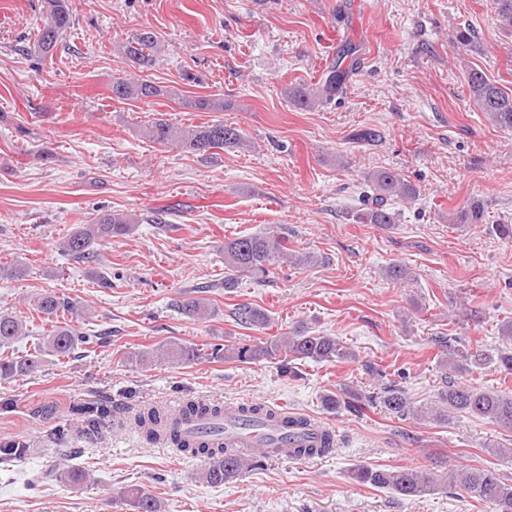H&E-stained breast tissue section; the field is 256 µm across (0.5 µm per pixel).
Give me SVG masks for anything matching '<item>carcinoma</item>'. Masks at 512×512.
<instances>
[{
	"instance_id": "1",
	"label": "carcinoma",
	"mask_w": 512,
	"mask_h": 512,
	"mask_svg": "<svg viewBox=\"0 0 512 512\" xmlns=\"http://www.w3.org/2000/svg\"><path fill=\"white\" fill-rule=\"evenodd\" d=\"M494 18L504 30L512 32V0H492ZM45 19L33 43V52L46 57L53 53L61 36L71 29L73 10L71 0H45ZM474 32L458 27L450 41L457 48L472 46ZM120 52L138 67H148L158 53V40L150 30H143L120 46ZM355 47L347 43L336 60L330 62L320 78L313 84L290 86L288 98L300 108L312 109L331 100L336 92L343 89L347 69L342 62L353 57ZM466 85L469 98L485 114L495 127L512 129V92L492 82L483 71L473 68L467 73ZM112 98L136 100L145 104L157 97L179 100L181 90L175 86H157L142 77H120L112 82ZM150 141L163 145L185 148L203 154L212 149L239 148L244 138L239 128L222 121L190 128L179 127L165 118L155 117L142 129ZM372 194L365 207L354 215L359 224H377L389 227L396 223V213L388 207V199L400 197L411 200L416 197L417 188L400 174L387 168L368 174ZM483 203L472 200L448 214V223L475 225L486 223ZM137 228L136 218L111 210L97 214L90 224H81L68 234L60 244L61 251L77 260L94 257V245L101 241L132 234ZM314 256L288 248V238L269 232L242 235L224 242V288L232 289L241 277L258 282L273 278L281 264L293 267L312 262ZM181 314L189 318H204L209 315L208 304L202 298L186 297L178 301ZM37 310L47 316L76 314L81 310L79 303L66 296L46 293L37 300ZM240 325L262 331L271 319L265 310L247 304L236 312ZM23 335V321L20 317L0 312V351L9 349L15 340ZM90 338L67 327L53 330L46 338L42 349L26 356L0 354V380H9L36 373L45 362V356L63 358L81 343ZM434 345L440 352L439 367L456 376L469 375L476 370L493 368L512 375V346H505L494 353L485 352L481 346L457 344V339L438 336ZM201 349L187 342L170 341L151 351L134 355L135 362L144 365L153 360H168L176 364H188L201 358ZM209 358L237 360L243 363H257L269 359L279 360L280 373L296 378L299 376L296 362H331L335 359L354 360L356 354L341 345L333 336L312 332L297 327L286 336H275L255 344L225 347L214 345ZM366 372L380 381L378 391L366 396L353 388H345L338 394L326 395L324 405L336 411L344 408L358 413L366 405L379 403L390 414L401 418H434L446 420L461 412L474 418L490 419L505 432L512 434V395H506L485 388L466 385L454 380L447 381L438 391L434 403L417 407L413 405L400 383L390 377L377 364H364ZM239 419L246 422L271 424L283 433L282 440L291 442L307 433L308 420L303 415L276 417L261 403L241 405L223 409L220 405L205 401H188L175 413L149 408L135 419L136 426L148 440L166 438L184 456L198 459L203 463L199 473L202 481L219 486L241 475L253 465L250 459L240 455L223 443L224 422ZM335 438L328 435L309 448H296L298 456L322 457L334 450ZM56 476L63 482L79 485L88 477L81 468L63 466ZM354 480L380 489H387L410 498L434 495L442 489L454 487L461 492L475 496L482 501L487 512H512V484L504 482L495 471L483 468L448 467L437 474L425 468L373 469L362 465L351 472ZM137 512H160L155 496L133 488L129 491Z\"/></svg>"
}]
</instances>
